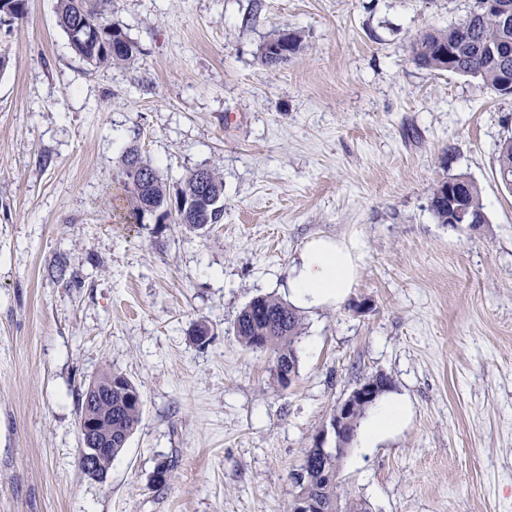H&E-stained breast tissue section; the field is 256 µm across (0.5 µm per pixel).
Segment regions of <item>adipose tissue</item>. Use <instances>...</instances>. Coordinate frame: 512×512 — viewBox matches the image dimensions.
<instances>
[{"label": "adipose tissue", "mask_w": 512, "mask_h": 512, "mask_svg": "<svg viewBox=\"0 0 512 512\" xmlns=\"http://www.w3.org/2000/svg\"><path fill=\"white\" fill-rule=\"evenodd\" d=\"M362 249L355 238L310 241L289 282L295 303L309 308L341 303L357 277Z\"/></svg>", "instance_id": "ef3b65f1"}]
</instances>
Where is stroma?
<instances>
[{
  "label": "stroma",
  "mask_w": 512,
  "mask_h": 512,
  "mask_svg": "<svg viewBox=\"0 0 512 512\" xmlns=\"http://www.w3.org/2000/svg\"><path fill=\"white\" fill-rule=\"evenodd\" d=\"M56 3L0 22V512H290L305 448L377 374L407 417L354 444L341 492L369 512H512V98L410 53L475 0H112L140 53L99 69ZM282 31L300 49L267 68ZM132 145L172 186L218 170L222 223H121ZM458 176L484 224L435 220L434 185ZM316 237L359 238L361 268L342 303L302 309L285 389L233 324L255 296L289 300ZM59 259L72 285L49 276ZM106 370L143 407L101 482L78 464L77 397ZM300 38L295 33L284 31L269 39L260 48L261 63L271 69L285 66L300 49Z\"/></svg>",
  "instance_id": "1"
}]
</instances>
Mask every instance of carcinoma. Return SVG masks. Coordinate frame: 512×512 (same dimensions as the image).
<instances>
[{"label":"carcinoma","instance_id":"carcinoma-1","mask_svg":"<svg viewBox=\"0 0 512 512\" xmlns=\"http://www.w3.org/2000/svg\"><path fill=\"white\" fill-rule=\"evenodd\" d=\"M507 11L488 12L475 7L465 24L469 39L458 40L456 27L424 32L410 46L412 61L419 66L438 71H450L482 80L501 97H512L507 83L512 82V0H501ZM26 0H0V15L13 19L23 17ZM112 0H57L58 23L65 31L72 50L90 65L122 66L135 60L139 49L124 30L110 19ZM300 49V38L284 31L269 39L260 48L261 63L271 69L285 66ZM120 175L127 195L123 197L124 220L141 224L145 217L162 224L171 219L191 231L209 224H219L224 218V180L212 169H204L205 183L191 171L175 192H170L158 168L144 158L136 146L129 147L122 159ZM512 177V139L499 147L498 174ZM448 181L435 184L431 196V211L440 224L450 223ZM462 204L476 213L484 207L477 185L469 181L459 188ZM192 201V207L181 213L179 202ZM234 335L247 349L269 356L277 381L288 388L298 377L296 343L303 332V319L290 304L273 295L253 298L234 322ZM112 457L126 447L142 416V399L136 385L120 372L112 373ZM343 455L336 452L322 455L321 448L305 449L302 472L298 474V495L316 504L314 512H366L363 504L344 500L337 491L336 480Z\"/></svg>","mask_w":512,"mask_h":512}]
</instances>
